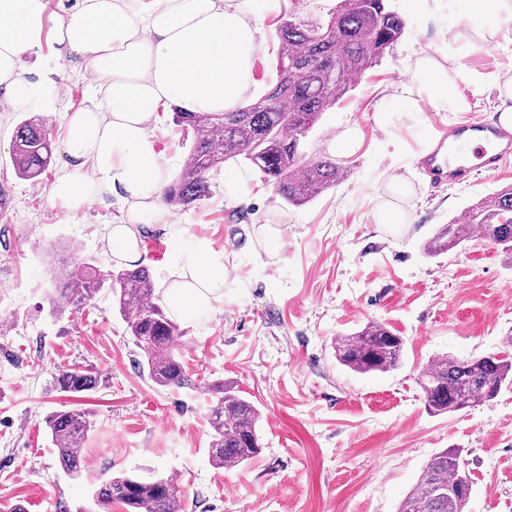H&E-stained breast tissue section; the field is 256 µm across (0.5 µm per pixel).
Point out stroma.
Instances as JSON below:
<instances>
[{
  "mask_svg": "<svg viewBox=\"0 0 512 512\" xmlns=\"http://www.w3.org/2000/svg\"><path fill=\"white\" fill-rule=\"evenodd\" d=\"M390 5L406 23L402 38L304 142L308 156L329 158L335 131L359 127L361 148L338 158L345 181L291 206L254 172L246 202L234 204L224 198V180L247 165L231 161L213 177L208 199L173 209L178 233L145 238L144 265L156 281L198 239L230 257L223 303L181 326L177 351L192 390L148 380L109 292L76 315L50 312L63 262L105 259L104 226L118 210L101 204L71 215L51 206L47 190L63 154L31 184L12 166L13 133L31 117L61 137L64 109L84 101L88 80L61 72L66 90L52 107L0 111V319L9 322L0 338V504L77 512L91 507L101 481L134 471L176 476L187 491L185 512H397L427 461L459 448L473 481L467 512H512V389L434 415L419 385L434 358L482 356L512 335V256L480 238L439 257L422 250L436 225L512 183V159L500 174L479 172L466 185L435 188L423 178L416 165L423 125L456 115L404 116L393 109L392 86L417 52L441 45L464 10L446 8L442 21L428 23L407 0ZM156 133L176 177L193 135L168 112ZM393 172L408 173L412 188L403 203L411 222L399 228L368 220L376 199H391ZM274 229L284 242L278 251L268 243ZM370 321L403 337L396 370L359 375L337 362L336 337ZM68 365L96 372L97 389L81 398L54 390L53 373ZM216 380L236 384L263 415L262 453L226 472L208 456L205 387ZM65 407L94 419L75 479L60 470L45 424Z\"/></svg>",
  "mask_w": 512,
  "mask_h": 512,
  "instance_id": "1",
  "label": "stroma"
}]
</instances>
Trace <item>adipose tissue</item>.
I'll return each mask as SVG.
<instances>
[{
  "label": "adipose tissue",
  "instance_id": "ef3b65f1",
  "mask_svg": "<svg viewBox=\"0 0 512 512\" xmlns=\"http://www.w3.org/2000/svg\"><path fill=\"white\" fill-rule=\"evenodd\" d=\"M286 0H0V100L20 111L59 97L55 81L31 82L25 57L49 49L73 65L92 92L64 115L65 166L52 183L51 205L75 213L116 198L122 216L107 225L114 262L144 255L143 239L170 228L163 193L167 172L155 128L159 112H224L248 104L257 85L260 24ZM512 16V0H469L467 22L442 47L421 50L394 99L398 111L467 112L461 83L495 92L501 121L512 120V70L464 72L475 44L496 45L512 33L482 22L485 12ZM228 258L197 241L174 261L161 301L170 315L192 320L224 297Z\"/></svg>",
  "mask_w": 512,
  "mask_h": 512
}]
</instances>
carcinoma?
Masks as SVG:
<instances>
[{"label": "carcinoma", "instance_id": "carcinoma-1", "mask_svg": "<svg viewBox=\"0 0 512 512\" xmlns=\"http://www.w3.org/2000/svg\"><path fill=\"white\" fill-rule=\"evenodd\" d=\"M405 30L404 19L388 0H338L326 23L287 20L277 28L280 63L270 89L247 106L230 112L173 113L174 123L192 131L193 140L180 174L164 190L165 202L189 208L211 194V179L230 160L245 161L288 204L308 203L335 187L346 169L331 159L308 157L304 139L327 111L355 89L367 70L393 49ZM52 139L39 118L19 124L12 164L22 179L39 183L52 160ZM480 237L512 255V186H505L441 224L423 245L438 257ZM108 290L126 322L133 344L143 354L139 366L164 388H184L189 379L176 353L179 326L153 302L148 269L115 268L97 273L91 262H70L54 288L53 311L77 312ZM336 358L349 370L386 373L398 367L404 340L380 322L336 337ZM98 377L81 367H59L56 390L73 397L95 390ZM512 386V336L499 351L460 360L436 358L423 375L426 409L453 414L492 400ZM215 395L207 422L211 431L209 461L220 470L237 468L261 449V411L220 381L208 388ZM62 471L78 477L83 470L81 444L92 427L89 413L58 410L45 420ZM460 448L435 454L401 501L398 512H466L468 498L456 488L473 483ZM186 491L172 477H144L125 472L102 482L93 492L96 506L120 504L124 512H182Z\"/></svg>", "mask_w": 512, "mask_h": 512}]
</instances>
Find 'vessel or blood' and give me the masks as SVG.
<instances>
[{
  "label": "vessel or blood",
  "instance_id": "1",
  "mask_svg": "<svg viewBox=\"0 0 512 512\" xmlns=\"http://www.w3.org/2000/svg\"><path fill=\"white\" fill-rule=\"evenodd\" d=\"M454 143L458 151L469 150L477 157V164L460 162L445 150L446 143ZM512 156V125L474 117L452 127L440 130V137L432 150L420 161V167L430 184L463 183L474 172L496 174L502 163Z\"/></svg>",
  "mask_w": 512,
  "mask_h": 512
}]
</instances>
